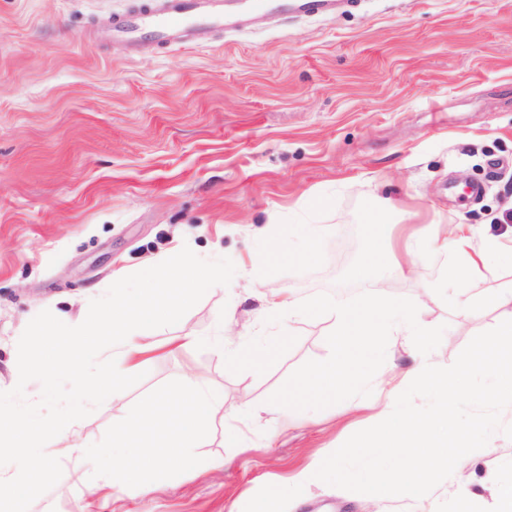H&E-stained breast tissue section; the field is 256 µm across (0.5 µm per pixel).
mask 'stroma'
<instances>
[{"mask_svg": "<svg viewBox=\"0 0 512 512\" xmlns=\"http://www.w3.org/2000/svg\"><path fill=\"white\" fill-rule=\"evenodd\" d=\"M140 3L0 0V402L47 426L42 452L57 481L24 512H77L85 446L189 374L224 403L201 449L215 467L176 488L114 494L112 512H243V492L282 484L386 417L417 354L405 336L392 338L368 409L339 403L291 413L285 425L235 415L330 355L326 322L296 314L263 371L226 361L223 345L279 335L265 289L299 303L387 284L419 305L428 327L444 326L429 355L441 367L512 310L510 296L457 310L441 278L450 254L439 247L470 225L477 243L497 244L489 277L512 282V0H358L331 18L261 16L202 46L146 39L130 51L101 22ZM453 183L483 191L462 199ZM376 221L397 240L416 232L413 274L398 276L388 258L368 262ZM176 248L222 270L223 286L177 321L145 328L156 350L123 401L71 419L80 447L60 456L68 383L16 376L21 358L37 354L25 343L30 324L90 322L114 273L139 292L145 266ZM490 441L471 454L470 489L485 500L484 478L512 461L511 438L497 431ZM451 496L444 486L423 501L374 503L324 484L288 512H436Z\"/></svg>", "mask_w": 512, "mask_h": 512, "instance_id": "stroma-1", "label": "stroma"}]
</instances>
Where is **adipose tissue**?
<instances>
[{"mask_svg": "<svg viewBox=\"0 0 512 512\" xmlns=\"http://www.w3.org/2000/svg\"><path fill=\"white\" fill-rule=\"evenodd\" d=\"M453 243L465 262L449 263L444 269V278L453 282L465 277L471 283L467 291L458 295V306L464 309L474 301L503 294L504 286L489 283L483 274L486 249L476 245L472 229L464 224L457 225ZM148 277L153 286L141 293L129 292L121 282H114L112 295L96 323L82 331L76 346L64 348L57 343V336L63 335L64 330L54 326L52 320H44L35 328L36 336L53 339L46 354L50 374L70 380L68 404L72 413H80L93 400L121 398L124 382L138 372V358L152 350L151 345L137 335V328L174 321L204 289L222 282L218 270L201 266L179 250L170 253L162 264L151 266ZM102 343L111 345L121 366L113 370L111 376L92 379L87 377L83 365ZM45 433V427L13 417L0 408V447L14 460L10 468L0 469V512H21L24 497L36 494L54 481L52 465L41 457L36 446Z\"/></svg>", "mask_w": 512, "mask_h": 512, "instance_id": "ef3b65f1", "label": "adipose tissue"}]
</instances>
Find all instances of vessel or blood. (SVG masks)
I'll return each instance as SVG.
<instances>
[{
    "label": "vessel or blood",
    "instance_id": "1",
    "mask_svg": "<svg viewBox=\"0 0 512 512\" xmlns=\"http://www.w3.org/2000/svg\"><path fill=\"white\" fill-rule=\"evenodd\" d=\"M356 0H166L163 7H145L112 21V40L135 49L143 39L163 46L202 45L212 30L244 26L248 13L283 12L333 15L338 6Z\"/></svg>",
    "mask_w": 512,
    "mask_h": 512
}]
</instances>
